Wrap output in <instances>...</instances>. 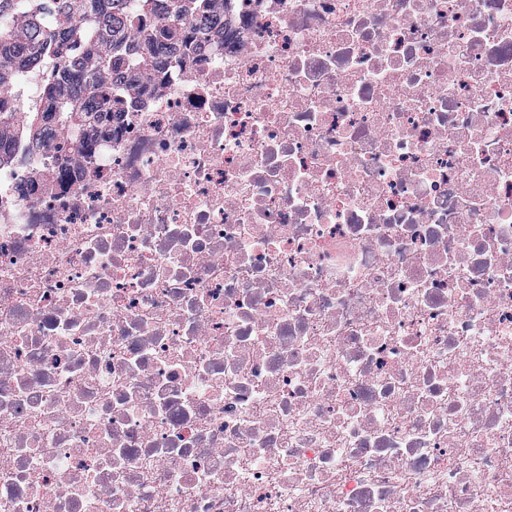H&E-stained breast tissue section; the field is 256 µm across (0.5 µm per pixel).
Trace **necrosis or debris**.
I'll use <instances>...</instances> for the list:
<instances>
[{"label": "necrosis or debris", "instance_id": "4bbe7bcc", "mask_svg": "<svg viewBox=\"0 0 512 512\" xmlns=\"http://www.w3.org/2000/svg\"><path fill=\"white\" fill-rule=\"evenodd\" d=\"M0 162V512H512V0H230Z\"/></svg>", "mask_w": 512, "mask_h": 512}]
</instances>
